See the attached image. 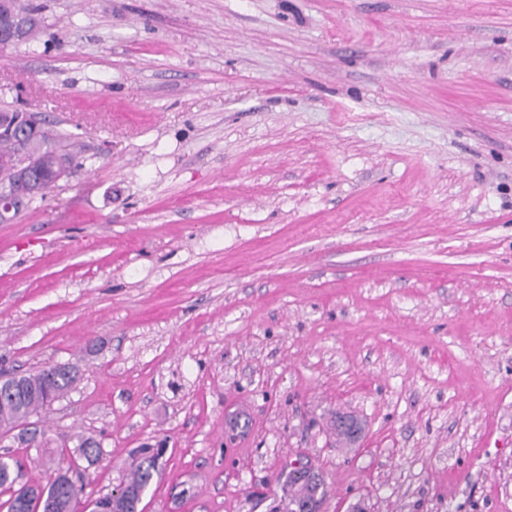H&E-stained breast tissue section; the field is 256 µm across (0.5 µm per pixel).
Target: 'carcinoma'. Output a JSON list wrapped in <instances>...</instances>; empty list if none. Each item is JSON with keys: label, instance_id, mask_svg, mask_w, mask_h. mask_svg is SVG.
<instances>
[{"label": "carcinoma", "instance_id": "cac0c4a2", "mask_svg": "<svg viewBox=\"0 0 512 512\" xmlns=\"http://www.w3.org/2000/svg\"><path fill=\"white\" fill-rule=\"evenodd\" d=\"M23 14L32 20L34 28L38 19L36 9L25 7L19 0H0V24L9 14ZM62 137L53 130L41 135H27L24 141L0 134V193L11 188L14 182L13 158L19 150L27 155L32 174L41 180L43 190H49L58 182V176L80 166L77 156L61 146ZM77 372L66 363L53 364L20 376L26 386L24 395L14 400L0 399V431L8 433L19 423L39 414L53 402L62 398L73 387ZM78 459L93 464L101 455L100 443L92 437H78L72 448ZM159 458L142 448L137 451L132 468L120 483V499L106 494L95 500V512H142L140 504L144 492L159 474ZM22 477V463L11 455L0 454V489L11 491ZM298 478L288 473L286 489L275 512H305L307 505L325 497L324 484L313 482L297 486ZM30 488L39 495L27 501L9 497L0 503L6 512H78L79 496L83 487L68 483L62 467L52 469L47 484H32Z\"/></svg>", "mask_w": 512, "mask_h": 512}]
</instances>
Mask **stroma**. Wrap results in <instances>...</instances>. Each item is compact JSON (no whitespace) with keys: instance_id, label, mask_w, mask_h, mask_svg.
<instances>
[{"instance_id":"35a3bbf8","label":"stroma","mask_w":512,"mask_h":512,"mask_svg":"<svg viewBox=\"0 0 512 512\" xmlns=\"http://www.w3.org/2000/svg\"><path fill=\"white\" fill-rule=\"evenodd\" d=\"M28 2L0 108L81 166L0 224V368L79 379L0 453L94 436L95 498L164 449L146 512L298 458L323 512H512V0Z\"/></svg>"}]
</instances>
